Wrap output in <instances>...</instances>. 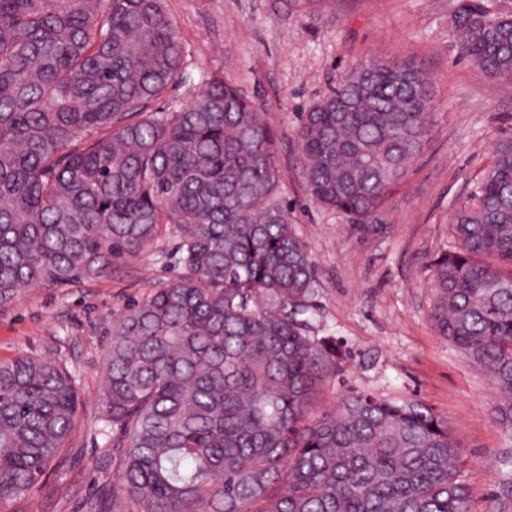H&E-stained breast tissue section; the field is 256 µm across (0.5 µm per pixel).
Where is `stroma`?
<instances>
[{"mask_svg": "<svg viewBox=\"0 0 512 512\" xmlns=\"http://www.w3.org/2000/svg\"><path fill=\"white\" fill-rule=\"evenodd\" d=\"M457 0H167L187 63L223 73L268 113L279 134L281 188L316 270L315 330L344 342L349 360L319 408L351 392L417 400L461 444L460 471L474 512H500L497 462L512 432L489 414L488 377L439 336L430 319L427 264L448 242V214L492 161L498 128L512 124V84L474 72L451 37ZM368 56L411 59L433 77L428 145L372 233L304 195L295 129L300 114ZM175 238L112 273L26 290L0 308V360L60 361L79 379V424L60 466L9 512H89L112 465L98 434L99 396L113 321L175 278Z\"/></svg>", "mask_w": 512, "mask_h": 512, "instance_id": "stroma-1", "label": "stroma"}]
</instances>
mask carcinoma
<instances>
[{
	"label": "carcinoma",
	"mask_w": 512,
	"mask_h": 512,
	"mask_svg": "<svg viewBox=\"0 0 512 512\" xmlns=\"http://www.w3.org/2000/svg\"><path fill=\"white\" fill-rule=\"evenodd\" d=\"M461 56L512 81V15L458 0ZM167 0H0V307L103 277L169 236L179 275L113 322L98 422L112 482L90 512H472L448 425L408 399L318 410L346 354L309 324L313 261L281 193L278 134L224 75L193 100ZM434 82L370 57L303 112L307 196L368 231L428 142ZM428 265L439 336L488 376L512 430V129ZM79 384L0 361V512L78 424Z\"/></svg>",
	"instance_id": "obj_1"
}]
</instances>
